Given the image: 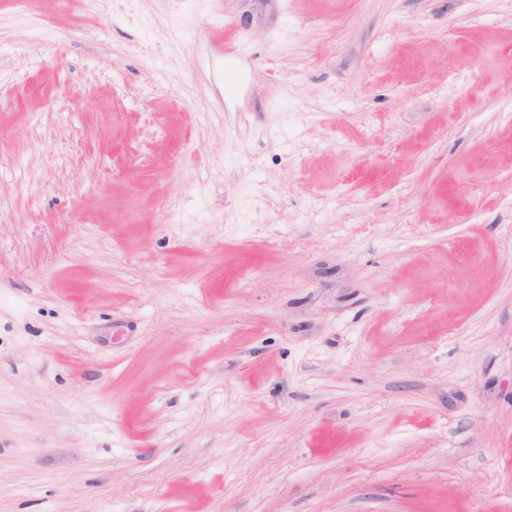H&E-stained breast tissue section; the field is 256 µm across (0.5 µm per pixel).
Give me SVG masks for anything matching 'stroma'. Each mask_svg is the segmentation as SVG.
<instances>
[{
    "label": "stroma",
    "instance_id": "35a3bbf8",
    "mask_svg": "<svg viewBox=\"0 0 512 512\" xmlns=\"http://www.w3.org/2000/svg\"><path fill=\"white\" fill-rule=\"evenodd\" d=\"M0 512H512V0H0Z\"/></svg>",
    "mask_w": 512,
    "mask_h": 512
}]
</instances>
